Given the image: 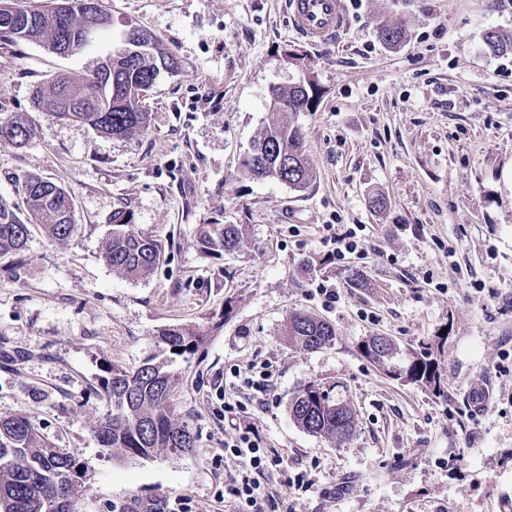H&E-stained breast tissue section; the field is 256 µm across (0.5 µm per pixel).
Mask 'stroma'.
I'll return each instance as SVG.
<instances>
[{
	"label": "stroma",
	"mask_w": 512,
	"mask_h": 512,
	"mask_svg": "<svg viewBox=\"0 0 512 512\" xmlns=\"http://www.w3.org/2000/svg\"><path fill=\"white\" fill-rule=\"evenodd\" d=\"M112 18L97 46L63 57L0 40V117L28 114L22 148L0 145V201L25 212L38 175L74 205L64 244L41 225L25 251L0 258V418L22 414L82 465V512H147L168 495L192 512H234L216 497L239 462L223 454L233 420L253 424L280 460L262 480L280 512H501L512 504V55L485 32H512V0H357L335 44L289 27L285 0H99ZM405 24L384 45L377 29ZM158 38L178 68L144 105L147 131L105 137L53 118L32 91L81 75L130 28ZM315 78L301 113L314 178L301 191L245 176L254 137L271 118L273 87ZM384 209L370 206L373 196ZM161 243L150 274L129 279L105 259L112 215ZM202 224H239V249L205 253ZM359 227L363 255L331 262V233ZM364 271L367 284L345 273ZM340 298L323 307L321 282ZM303 310L332 323L334 346L306 351L286 336ZM184 325L203 336L177 358L171 403L197 434L188 454L118 460L91 428L111 409L109 367L160 354ZM435 345L441 388L390 377L362 341ZM271 364L269 389L232 384L236 368ZM491 382L473 414L471 385ZM335 386L355 412L349 438L300 428L288 405L308 383ZM245 409L224 416L222 389ZM307 487H298L296 475ZM484 43L494 55L512 53V33L491 29L486 32Z\"/></svg>",
	"instance_id": "1"
}]
</instances>
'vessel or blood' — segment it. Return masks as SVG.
Segmentation results:
<instances>
[{"label":"vessel or blood","mask_w":512,"mask_h":512,"mask_svg":"<svg viewBox=\"0 0 512 512\" xmlns=\"http://www.w3.org/2000/svg\"><path fill=\"white\" fill-rule=\"evenodd\" d=\"M290 27L311 45L337 41L349 26L346 0H286Z\"/></svg>","instance_id":"vessel-or-blood-1"}]
</instances>
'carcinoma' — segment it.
I'll return each instance as SVG.
<instances>
[{
  "instance_id": "1",
  "label": "carcinoma",
  "mask_w": 512,
  "mask_h": 512,
  "mask_svg": "<svg viewBox=\"0 0 512 512\" xmlns=\"http://www.w3.org/2000/svg\"><path fill=\"white\" fill-rule=\"evenodd\" d=\"M55 2L47 9H17V20L0 25V39L13 43H38L56 52L60 31L53 18ZM379 38L387 45H397L407 36L403 25H380ZM484 43L494 55L512 53V33L491 29ZM112 57V74L107 87H102L97 70L81 77L61 74L33 90L35 102L50 114L62 119L60 111L64 93L69 91L86 98L100 91L112 92V111L76 112L74 116L93 121V129L106 137H128L144 132L150 122L142 101L128 98L132 88L152 86V81L166 68H176L175 58L153 40L149 52L124 59L111 49L104 57ZM319 88L314 78L306 76L271 93L274 114L255 137L244 163V174L253 179H275L300 191L314 177L308 161L302 132L296 124L298 114L314 110ZM11 128L14 135L0 137V145L23 147L35 135L31 122L20 114L0 118V131ZM28 215L43 226L50 237L63 244L70 236L73 205L59 185L38 175L23 182ZM29 225L13 208L0 201V256L19 254L26 249ZM198 242L210 253H231L243 238L240 224H202ZM105 258L112 269L131 278H139L159 264L162 246L140 235L134 228L133 216L117 211L112 216V232L105 246ZM288 336L304 350L315 351L331 346L336 340L334 326L305 311L296 310L288 316ZM375 337L361 345L363 354L384 371L405 375L406 382L423 387L440 388L441 372L432 357L429 345L412 348L396 358L397 348L373 350ZM162 351L166 357L151 356L140 366L128 370L112 366L101 379L100 387L112 401V411L94 427L99 445L123 458H151L161 451L187 453L195 448L196 435L189 423L180 420L170 405L176 386L170 366L175 356L192 353L203 341L185 326H172L161 334ZM180 352H174V349ZM289 412L296 424L307 432L330 439L351 435L355 426L352 408L334 395V388L312 382L293 398ZM81 465L51 445L23 415L0 418V512H81V494L68 496L59 508L51 511L46 503L57 487L79 482Z\"/></svg>"
}]
</instances>
